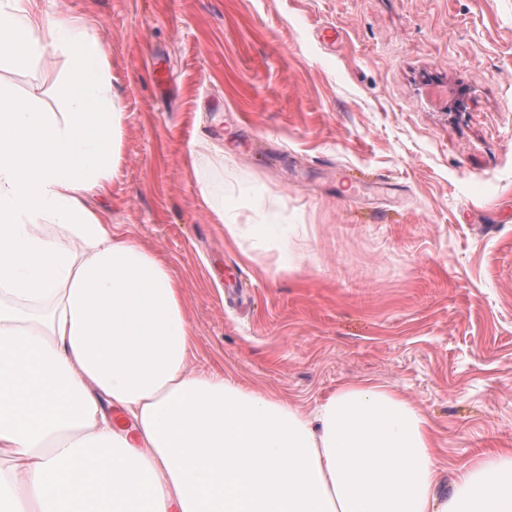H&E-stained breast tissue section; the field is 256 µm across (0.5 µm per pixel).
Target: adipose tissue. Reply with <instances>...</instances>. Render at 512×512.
<instances>
[{"label": "adipose tissue", "mask_w": 512, "mask_h": 512, "mask_svg": "<svg viewBox=\"0 0 512 512\" xmlns=\"http://www.w3.org/2000/svg\"><path fill=\"white\" fill-rule=\"evenodd\" d=\"M74 61L64 110L0 82V512H512V453L459 468L439 498L431 424L410 400L349 383L311 410L191 369L190 314L166 260L112 235L86 199L121 162V103L88 22L0 0V52ZM224 211L235 173L193 161ZM231 239L283 248L268 214Z\"/></svg>", "instance_id": "adipose-tissue-1"}]
</instances>
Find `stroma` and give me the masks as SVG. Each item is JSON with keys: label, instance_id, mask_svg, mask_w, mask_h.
Instances as JSON below:
<instances>
[{"label": "stroma", "instance_id": "obj_1", "mask_svg": "<svg viewBox=\"0 0 512 512\" xmlns=\"http://www.w3.org/2000/svg\"><path fill=\"white\" fill-rule=\"evenodd\" d=\"M92 22L123 110L115 238L183 286L194 369L309 409L347 382L429 418L440 494L512 451V0H36ZM72 64L0 82L56 111ZM222 148L229 216L294 224L298 270L233 241L192 156Z\"/></svg>", "mask_w": 512, "mask_h": 512}]
</instances>
